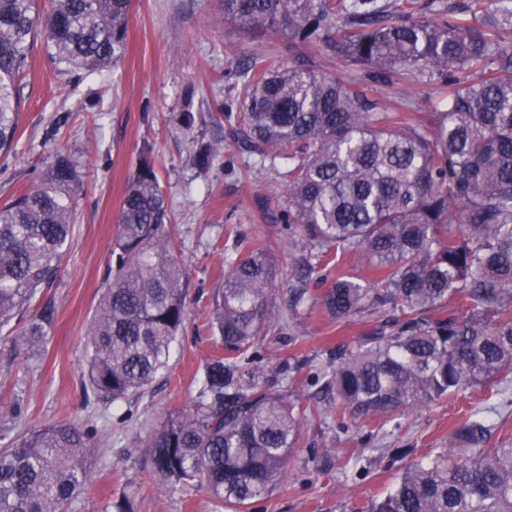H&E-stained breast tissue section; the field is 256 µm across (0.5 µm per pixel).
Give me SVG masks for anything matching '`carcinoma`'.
<instances>
[{
  "mask_svg": "<svg viewBox=\"0 0 512 512\" xmlns=\"http://www.w3.org/2000/svg\"><path fill=\"white\" fill-rule=\"evenodd\" d=\"M132 0H0V152L19 124L17 82L43 35L70 71H101L126 47ZM224 19L326 45L372 82L435 84L429 112L389 105L371 86L303 64L253 57L224 72L225 116L255 163L280 173L288 243L304 274L272 302L277 271L265 247L224 258L210 325L224 353L196 376L187 408L143 440L170 492L207 493L246 512L286 474L303 422L336 412L354 427L400 429L399 416L512 374V0H222ZM216 144L197 145L209 169ZM80 188L62 156L0 206V329H13L54 282L70 244ZM168 205L150 160L128 183L85 350L86 400L138 398L169 366L188 317ZM356 254L375 277L338 276L311 292L330 257ZM320 305L338 321L382 318L317 367L320 402L262 381L244 361L261 338ZM53 312L29 321L44 336ZM471 412L448 447L408 464L366 512H512V438ZM0 430V512H68L82 490L96 432L76 422Z\"/></svg>",
  "mask_w": 512,
  "mask_h": 512,
  "instance_id": "1",
  "label": "carcinoma"
}]
</instances>
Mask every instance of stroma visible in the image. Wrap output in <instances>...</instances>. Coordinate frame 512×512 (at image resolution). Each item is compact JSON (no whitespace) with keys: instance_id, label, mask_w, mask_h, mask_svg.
I'll use <instances>...</instances> for the list:
<instances>
[{"instance_id":"stroma-1","label":"stroma","mask_w":512,"mask_h":512,"mask_svg":"<svg viewBox=\"0 0 512 512\" xmlns=\"http://www.w3.org/2000/svg\"><path fill=\"white\" fill-rule=\"evenodd\" d=\"M275 54L291 63L310 56L315 70L345 80L360 68L318 46L305 49L282 31H245L225 21L220 0H132L127 50L110 69L68 71L35 37L20 78L22 100L14 149L0 155V205L35 181L56 156L76 168L81 191L72 241L57 280L32 300L30 315L51 308L53 323L36 342L21 331L0 333V419L21 408L18 430L75 421L96 429L102 443L92 455L84 492L69 512H222L203 493L168 492L155 480L139 440L170 414L185 409L195 393L194 376L217 351L210 328L212 293L235 249L229 229L265 244L278 272L276 305L301 267V248L289 245L278 219L281 179L254 167L237 143L223 112L224 71L240 59ZM376 97L405 100L428 111L433 86L401 80L374 85ZM195 123L185 126V112ZM216 142L221 155L207 173L192 164L196 140ZM149 156L168 203L187 283L189 318L175 343L170 366L152 389L128 403H86L84 336L95 314L111 261L116 215L142 156ZM362 318L331 319L315 309L292 323L286 336L266 337L255 348L260 378L278 379L287 364H300L293 390L302 400L317 391L309 376L336 348L353 345ZM488 407L510 415L512 390L496 383L433 401L401 416V428L385 436L376 425L343 429L339 418L321 414L306 421L296 458L286 477L249 512H359L398 476L381 455L409 449L410 460L448 445L454 423ZM375 463L359 477L345 464L354 449Z\"/></svg>"}]
</instances>
